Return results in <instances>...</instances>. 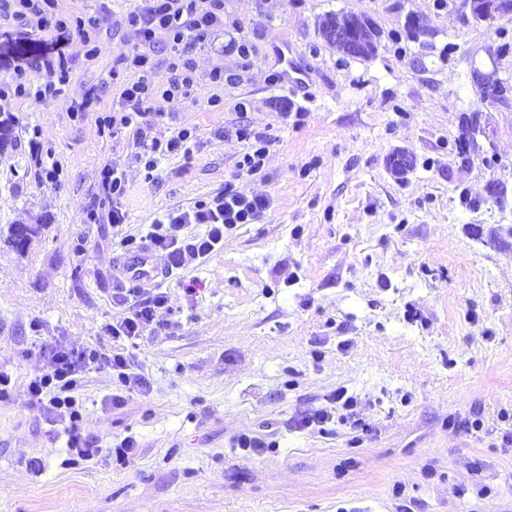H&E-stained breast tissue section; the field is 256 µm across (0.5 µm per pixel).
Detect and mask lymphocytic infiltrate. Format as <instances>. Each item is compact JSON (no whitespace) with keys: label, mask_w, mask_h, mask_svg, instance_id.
Returning <instances> with one entry per match:
<instances>
[{"label":"lymphocytic infiltrate","mask_w":512,"mask_h":512,"mask_svg":"<svg viewBox=\"0 0 512 512\" xmlns=\"http://www.w3.org/2000/svg\"><path fill=\"white\" fill-rule=\"evenodd\" d=\"M57 0H0V20L28 31L56 29L54 40L46 47L41 62L42 74H35L32 64L17 60L9 64V74L0 79V115L9 113L20 100L48 103L65 96L71 81L73 59L65 48L71 38H80L83 56L96 60L107 47L105 32L109 20L103 15L61 19L56 13ZM125 46L112 59L108 77L119 91L118 103L104 124L126 129L144 158L146 179H153L157 158L183 154L191 157L196 145L195 129L183 127L167 140L154 136L155 104L205 100L212 111L224 109V68L213 66L199 72L196 53L224 31V0H143L141 6L119 21ZM168 51L167 82L156 79L155 52ZM99 191L110 208L108 212L88 210L92 224L120 227L125 221L121 201L128 193L125 170L112 164L100 170ZM269 202L261 196H247L233 186H225L211 200H201L192 207L165 212L155 217L147 238L165 261L168 270L186 269L203 263L224 244V234L243 224L258 221ZM189 224L205 225L204 234L183 236ZM112 303L124 310L122 318L109 323L105 331L114 343L111 352L100 347H69L57 342L39 346L42 369L30 377L26 391L32 407L50 422L61 426L70 455L85 461L110 456L121 461L136 458L139 443L127 435L113 448L97 447L95 436L83 425V405L76 391L82 373L106 369L117 383L113 405H122L132 395L145 396L151 391L147 378L136 373L132 343L146 335L168 329L160 317L167 297L160 289L123 279L112 287Z\"/></svg>","instance_id":"f902f5d3"}]
</instances>
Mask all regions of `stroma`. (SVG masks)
Here are the masks:
<instances>
[{
	"label": "stroma",
	"instance_id": "stroma-1",
	"mask_svg": "<svg viewBox=\"0 0 512 512\" xmlns=\"http://www.w3.org/2000/svg\"><path fill=\"white\" fill-rule=\"evenodd\" d=\"M274 2L224 0L226 39L254 53L202 50L201 68L241 80L223 111L172 105L156 136L192 127L197 143L191 158H161L155 180L128 133L100 125L116 90L102 86L83 118L67 111L112 51L76 62L68 99L15 107L0 229L33 234L22 250L0 242V369L14 382L0 405V512H512V93L485 96L471 79H512V54H494L512 19L477 21L437 0H286L279 14ZM329 13L371 21L375 57L329 46L317 29ZM277 36L294 44L307 89H279ZM474 114L484 132L458 151ZM34 124L60 182L38 173ZM239 128L267 142L256 172L239 168L252 149ZM402 152L415 164L401 174ZM111 162L127 174L126 235L229 184L270 207L162 282L170 327L135 349L148 396L113 405L111 373L84 374L99 447L135 435L134 462L70 465L63 434L28 403L43 363L27 351L41 339L112 348V227L85 221ZM339 389L361 427L297 428ZM243 431L276 449L235 448Z\"/></svg>",
	"mask_w": 512,
	"mask_h": 512
}]
</instances>
